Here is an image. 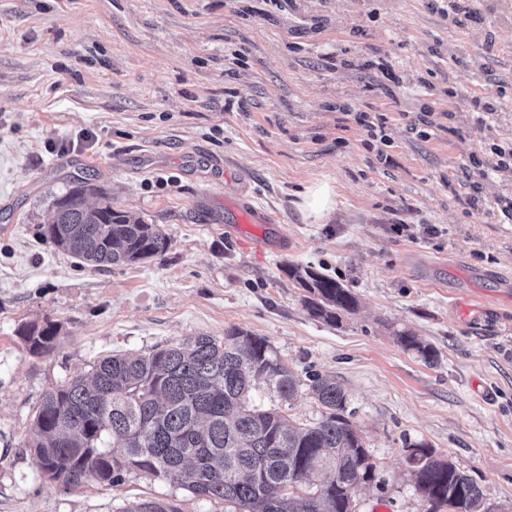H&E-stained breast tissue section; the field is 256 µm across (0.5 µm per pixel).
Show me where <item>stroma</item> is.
<instances>
[{"mask_svg": "<svg viewBox=\"0 0 512 512\" xmlns=\"http://www.w3.org/2000/svg\"><path fill=\"white\" fill-rule=\"evenodd\" d=\"M468 5L482 20L463 28L448 0H0V512H224L138 471L64 489L28 444L44 392L97 359L232 328L344 388L377 465L356 512H426L415 441L512 512V173L471 162L512 148V0ZM478 94L496 112L470 111ZM358 112L383 115L386 142ZM89 173L160 225L164 256L94 268L43 236ZM321 181L336 207L311 224L299 203ZM239 198L272 215L274 247L227 224ZM297 263L343 279L357 312L310 316L285 273ZM48 320L58 344L31 355L18 331Z\"/></svg>", "mask_w": 512, "mask_h": 512, "instance_id": "1", "label": "stroma"}]
</instances>
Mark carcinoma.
<instances>
[{
  "label": "carcinoma",
  "instance_id": "obj_1",
  "mask_svg": "<svg viewBox=\"0 0 512 512\" xmlns=\"http://www.w3.org/2000/svg\"><path fill=\"white\" fill-rule=\"evenodd\" d=\"M98 197L95 206L87 203ZM43 235L82 263L108 267L163 256L169 238L112 205L86 178L56 200ZM309 315L334 326L357 309L340 279L311 265L290 264ZM18 335L38 356L57 344L58 327L27 325ZM399 341L430 362L434 349L410 332ZM305 385L268 340L233 328L224 339L199 335L136 356L97 360L46 391L32 419L30 451L42 474L66 489L88 482L117 485L141 471L193 495L224 503L229 512H348L352 483L375 480V464L360 429L346 415L347 394L320 374ZM261 381L283 403L302 386L321 407L313 424L288 422L281 408L254 403ZM416 491L427 512H488L468 475L426 442L408 445ZM124 512H180L165 499H146Z\"/></svg>",
  "mask_w": 512,
  "mask_h": 512
}]
</instances>
